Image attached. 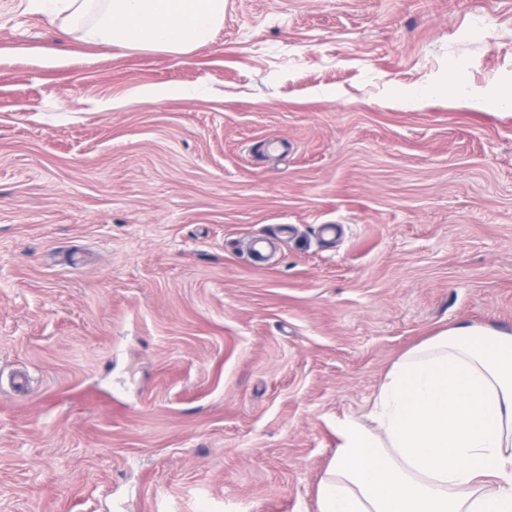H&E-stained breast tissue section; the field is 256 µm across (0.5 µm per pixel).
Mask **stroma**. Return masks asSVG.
I'll return each instance as SVG.
<instances>
[{"mask_svg": "<svg viewBox=\"0 0 512 512\" xmlns=\"http://www.w3.org/2000/svg\"><path fill=\"white\" fill-rule=\"evenodd\" d=\"M452 74L512 83V0H226L183 56L0 0V512H318L395 361L512 333V107ZM448 99L472 109L503 107L512 105V84H504L490 93L471 90L458 77L448 76L447 85L443 89Z\"/></svg>", "mask_w": 512, "mask_h": 512, "instance_id": "obj_1", "label": "stroma"}]
</instances>
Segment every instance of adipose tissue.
I'll list each match as a JSON object with an SVG mask.
<instances>
[{
	"instance_id": "ef3b65f1",
	"label": "adipose tissue",
	"mask_w": 512,
	"mask_h": 512,
	"mask_svg": "<svg viewBox=\"0 0 512 512\" xmlns=\"http://www.w3.org/2000/svg\"><path fill=\"white\" fill-rule=\"evenodd\" d=\"M84 39L185 55L212 42L224 0H28ZM449 100L512 105V84ZM369 424L340 421L319 512H512V334L459 324L410 350L388 372Z\"/></svg>"
}]
</instances>
